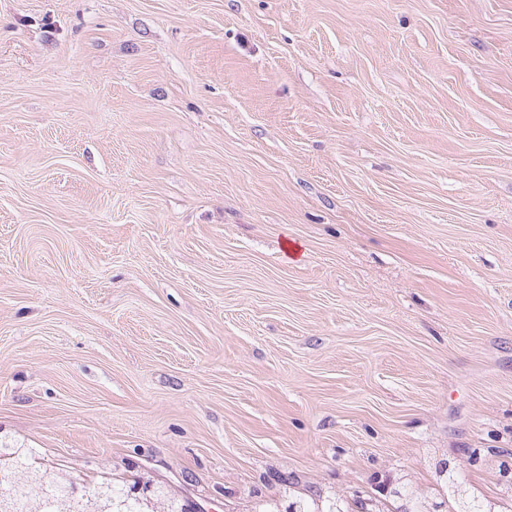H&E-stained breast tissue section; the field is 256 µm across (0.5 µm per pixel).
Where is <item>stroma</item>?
<instances>
[{
  "mask_svg": "<svg viewBox=\"0 0 512 512\" xmlns=\"http://www.w3.org/2000/svg\"><path fill=\"white\" fill-rule=\"evenodd\" d=\"M0 444L512 492V0H0Z\"/></svg>",
  "mask_w": 512,
  "mask_h": 512,
  "instance_id": "stroma-1",
  "label": "stroma"
}]
</instances>
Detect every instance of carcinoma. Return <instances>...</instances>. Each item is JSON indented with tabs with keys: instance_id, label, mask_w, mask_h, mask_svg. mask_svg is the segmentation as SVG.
I'll return each mask as SVG.
<instances>
[{
	"instance_id": "1",
	"label": "carcinoma",
	"mask_w": 512,
	"mask_h": 512,
	"mask_svg": "<svg viewBox=\"0 0 512 512\" xmlns=\"http://www.w3.org/2000/svg\"><path fill=\"white\" fill-rule=\"evenodd\" d=\"M435 473L437 502L409 483L401 486L400 492L413 512H418L416 507L422 505L431 509L443 507L445 512H463L464 503L481 500L487 505L482 512H512V501L504 503L486 499L467 487L465 481L457 480V472L439 467ZM1 479L12 485L13 494L0 496V512H113L112 493H119L129 485L125 478L105 473L88 487L87 497L81 501H73L59 493L45 498L39 494V489L47 480L64 486L75 480V476L66 469L54 471L43 467L31 448L0 447ZM330 503L329 499L322 501L318 497L290 492L283 500L282 507L284 512H328L326 507ZM182 506L180 490L171 487L155 494L152 506L133 502L128 512H183Z\"/></svg>"
}]
</instances>
